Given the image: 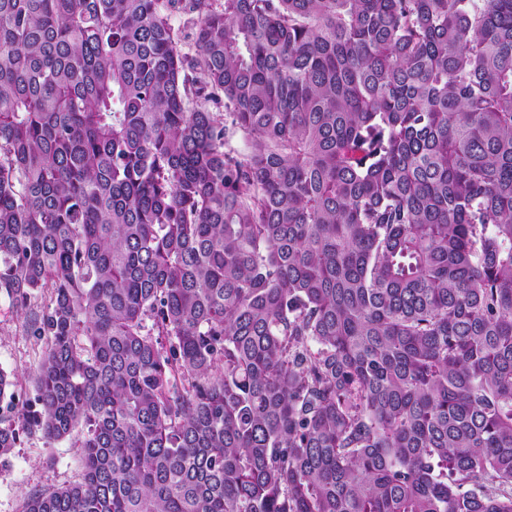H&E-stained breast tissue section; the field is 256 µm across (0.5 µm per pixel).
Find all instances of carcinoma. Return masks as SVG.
Here are the masks:
<instances>
[{
	"label": "carcinoma",
	"mask_w": 512,
	"mask_h": 512,
	"mask_svg": "<svg viewBox=\"0 0 512 512\" xmlns=\"http://www.w3.org/2000/svg\"><path fill=\"white\" fill-rule=\"evenodd\" d=\"M178 2L0 0L19 512H512V0ZM23 318L13 311L8 300L0 297V369L16 374L22 384L21 401L34 395L31 373L36 369L44 347V339L28 336ZM0 469V512H19L22 495L62 487L79 479L82 451L70 440L48 442L40 433L22 434Z\"/></svg>",
	"instance_id": "obj_1"
}]
</instances>
